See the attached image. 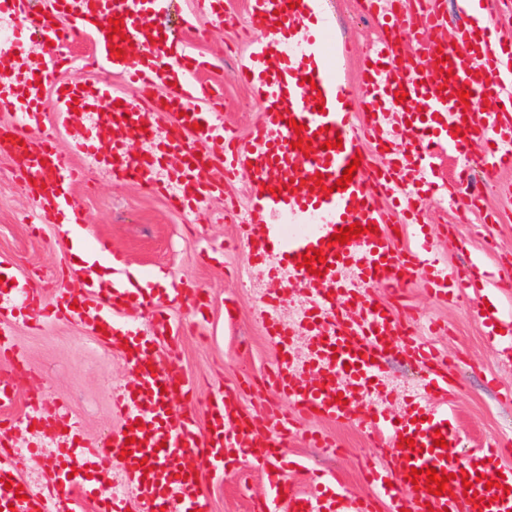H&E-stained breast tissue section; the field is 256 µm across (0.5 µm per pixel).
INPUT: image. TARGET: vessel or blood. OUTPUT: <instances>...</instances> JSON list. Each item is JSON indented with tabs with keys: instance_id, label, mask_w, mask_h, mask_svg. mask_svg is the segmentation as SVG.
Returning <instances> with one entry per match:
<instances>
[{
	"instance_id": "vessel-or-blood-1",
	"label": "vessel or blood",
	"mask_w": 512,
	"mask_h": 512,
	"mask_svg": "<svg viewBox=\"0 0 512 512\" xmlns=\"http://www.w3.org/2000/svg\"><path fill=\"white\" fill-rule=\"evenodd\" d=\"M468 25L456 44L442 31L446 16L440 0H363L364 9L382 22V36L365 56L361 72L363 107L355 109L346 89L341 62L347 46L331 28L320 23L308 0H249L255 24L276 31L273 39L252 40L237 68V80L264 100L260 120L247 139L225 125L224 88L200 81L210 58L189 53L163 17L175 0H0V26L13 32L10 45L0 47V107L18 114L12 138L0 139V154L18 165L17 175L32 196L31 224H82L85 212L74 194L86 173L136 178L148 189L170 194L180 210L206 211L212 198L223 195L225 178L254 176L253 203L235 220L243 228L249 260L267 267L270 279L285 277L306 286L308 302L296 324L277 316L279 298L267 295L260 310L266 337L281 354L266 373L264 383L279 398L258 414L242 406L238 390L216 388L207 402L205 420L193 410L196 385L179 367L156 362V342H176L178 326L159 309L152 288L153 272L137 275L123 268L120 254L99 241L98 253H111L114 280L97 285L93 268L83 271V287L73 291L59 282L52 303H45L38 287L16 297L10 282L0 283V360L20 367L17 350L7 337V321L21 309L41 310L45 321L81 325L89 335L105 327L106 346H126L125 360L133 374L130 384L114 393L124 418L123 430L103 445L81 441L77 423L67 425V445L45 489L17 499L5 487L14 474L16 456L0 451V512H79L90 501L94 512H125L134 503L138 512H211L202 480L188 461L201 459L216 477L231 471L229 459L238 452L267 467L264 512H512V468L504 466L512 449L490 443L468 463H459L454 448L455 389L449 380L451 357L441 354L422 334L435 335L438 323L410 327L386 305H375L367 293L383 288L400 296L407 283L422 279L428 293L447 299L469 289L490 298L476 313L496 348L512 352V317L503 314L499 297L512 292V270L489 273L473 266L450 269L432 255L427 225L417 223L428 200L442 151L462 152L467 143L481 142L477 164L484 181L496 179L512 167V39L498 36L484 0H462ZM223 20L222 0H196V13L183 26L201 36L197 16ZM122 20L124 37L109 34L111 20ZM89 37L93 48L86 66L105 73H122L140 95L121 98L110 82L72 75L64 45ZM416 45L419 59L401 58L404 39ZM143 48L141 56L121 58L130 44ZM120 53H111V45ZM469 91L460 101L458 89ZM406 100H397V91ZM54 120L45 123V110ZM402 112L403 131L386 121L389 111ZM362 123H355L356 113ZM162 134L151 151L129 153L132 141L143 138L155 122ZM302 123L295 132L294 123ZM68 136L74 154L87 168H77L57 149ZM313 147L311 155L291 148L295 138ZM341 139V147L325 148ZM208 145L194 156L190 143ZM373 144L374 155L364 152ZM183 156L180 166L168 165L170 154ZM360 165L345 190L335 182L352 160ZM218 169L224 179L209 177ZM411 221L415 247L398 245L395 214ZM366 234L341 245L330 237L351 224ZM321 250L326 257L319 274L303 267L304 256ZM357 316H348L349 308ZM305 330L313 376L298 373L290 352L297 330ZM403 355L417 366L420 378L403 414L374 408L361 424L376 441L381 464L366 466L364 477L374 489L366 497L350 495L342 476L330 473L314 491L299 493L288 479L294 462L281 453L289 436L302 433L319 448L332 442L316 431H302L315 417L340 423L351 406L382 384L387 356ZM444 436L447 445L435 444ZM134 444H127V437ZM410 438L414 447L401 446ZM130 455H122V448ZM427 467L449 473L448 492L430 494L414 486L412 469ZM96 486H88V476ZM496 476L486 488L483 479ZM472 481L464 489V481Z\"/></svg>"
}]
</instances>
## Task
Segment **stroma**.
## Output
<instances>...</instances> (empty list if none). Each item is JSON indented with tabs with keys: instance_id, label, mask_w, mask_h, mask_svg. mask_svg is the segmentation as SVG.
<instances>
[{
	"instance_id": "1",
	"label": "stroma",
	"mask_w": 512,
	"mask_h": 512,
	"mask_svg": "<svg viewBox=\"0 0 512 512\" xmlns=\"http://www.w3.org/2000/svg\"><path fill=\"white\" fill-rule=\"evenodd\" d=\"M323 12L339 40L349 41L351 50L344 60L347 88L354 104H361L358 85L361 56L369 49L379 29L361 15L359 0H321ZM225 11L234 16L236 25L226 26L202 19L208 35L189 39L191 50L218 58L219 66L208 77L224 86L225 123L235 127L240 136H248L260 117L257 94L240 85L236 78L238 64L247 51L249 27L247 0H224ZM75 195L86 211L87 222L81 231L89 240L109 239L126 257L131 269H152L168 279V286H156L160 308L176 323L191 320L190 300L183 295H169V288L189 281L209 291L213 305L197 331H189L176 347L158 343L155 353L160 362L174 361L197 386V415H204L210 391L219 386L233 387L241 369L262 375L276 359L278 350L264 335L257 309L262 296L274 292L280 297L279 316L283 321L295 318L305 303L301 288L288 281H273L264 266L249 264L245 251L236 247V224L225 221L224 203L236 201L241 209L251 205V179L243 177L226 182L223 197L213 199L204 215L188 214L172 206L167 197L151 192L145 185L99 175L80 184ZM485 206L496 211L499 223L482 225L479 213L452 207L447 196L436 193L425 211L427 223L455 226L457 239L466 242L458 249L455 241L437 239L436 251L448 265L466 268L474 260L489 267L512 263V170L501 172L498 184L484 191ZM31 204L28 191L16 178V162L0 154V271L17 288H26L31 279H40L46 300L56 291L55 272L68 270L70 288H80L82 277L71 272L72 257L67 233L58 224L43 225L33 231L23 217ZM220 250L219 259L204 261L201 249ZM370 299L390 302L388 291L370 289ZM405 305L391 304L394 313L403 306L415 308L425 317L442 321L446 335L435 338V345L457 357L458 398L455 405L456 426L462 445L481 448L490 442L512 438V401L502 399L485 383L487 375L498 377L501 387L512 390V355L500 354L484 333L476 314L478 298L464 291L450 303L428 298L421 281H411L406 288ZM236 304L234 315L224 310L225 299ZM36 312H26L10 327L12 344L25 359L23 372L13 373L0 364V377L13 379L17 401L11 411L16 427L10 435L12 444L21 448L31 438L26 426L25 406L34 396H48L67 404L72 417L80 421L88 443L102 441L119 431L123 421L114 409L113 391L127 383L130 370L119 349H107L74 323L56 322L32 328ZM308 428L332 437L346 448L339 457L328 448H312L301 438H290L283 449L286 457L297 460L302 468L289 472L288 478L300 490L310 491L305 468L319 467L341 471L346 487L353 494H368L359 465L361 458L372 456L374 446L357 418L336 424L311 419ZM265 488L264 468L242 462L236 474L205 485L212 512H255Z\"/></svg>"
}]
</instances>
